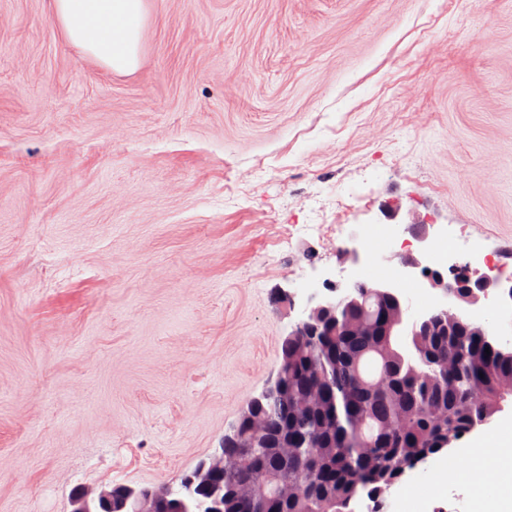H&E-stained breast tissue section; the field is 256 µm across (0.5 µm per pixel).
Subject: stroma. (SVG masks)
Listing matches in <instances>:
<instances>
[{"mask_svg": "<svg viewBox=\"0 0 512 512\" xmlns=\"http://www.w3.org/2000/svg\"><path fill=\"white\" fill-rule=\"evenodd\" d=\"M146 6L124 75L0 0V512L179 488L324 280L381 265L422 312L385 254L338 255L384 202L512 271V0ZM459 310L512 350V309ZM471 444L383 512H475L493 478L443 476Z\"/></svg>", "mask_w": 512, "mask_h": 512, "instance_id": "stroma-1", "label": "stroma"}]
</instances>
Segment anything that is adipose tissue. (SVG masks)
Masks as SVG:
<instances>
[{"instance_id": "obj_1", "label": "adipose tissue", "mask_w": 512, "mask_h": 512, "mask_svg": "<svg viewBox=\"0 0 512 512\" xmlns=\"http://www.w3.org/2000/svg\"><path fill=\"white\" fill-rule=\"evenodd\" d=\"M53 15L66 39L97 64L120 74L138 69L145 0H53ZM478 470L489 471L501 490L484 512H512L511 425L478 439L453 476L463 481Z\"/></svg>"}]
</instances>
